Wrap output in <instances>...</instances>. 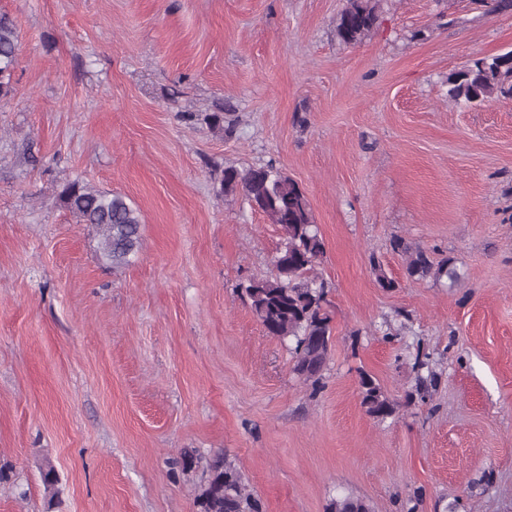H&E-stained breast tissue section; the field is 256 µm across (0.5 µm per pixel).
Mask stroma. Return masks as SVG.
I'll return each mask as SVG.
<instances>
[{"label":"stroma","instance_id":"obj_1","mask_svg":"<svg viewBox=\"0 0 512 512\" xmlns=\"http://www.w3.org/2000/svg\"><path fill=\"white\" fill-rule=\"evenodd\" d=\"M345 5L0 0L20 32L0 97V512H199L218 452L262 512H512V98L469 107L447 85L512 49V13L379 0L347 45ZM219 109L232 135L203 122ZM267 164L323 239L316 384L238 291L272 275L282 232L220 179ZM74 180L140 209L122 271L61 205ZM396 238L458 281L407 277ZM363 373L395 416L365 412Z\"/></svg>","mask_w":512,"mask_h":512}]
</instances>
